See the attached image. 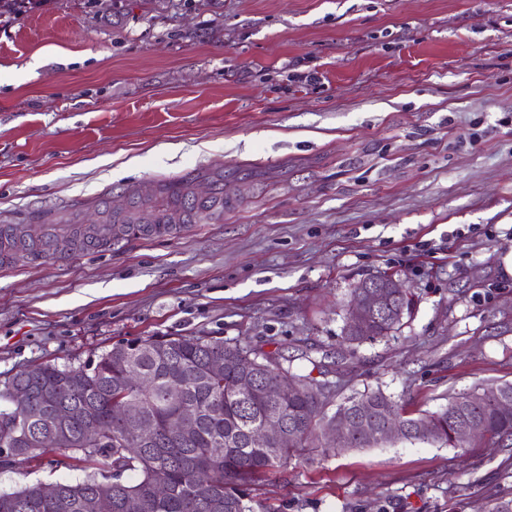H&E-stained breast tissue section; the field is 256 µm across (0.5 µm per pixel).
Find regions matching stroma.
<instances>
[{
    "instance_id": "stroma-1",
    "label": "stroma",
    "mask_w": 512,
    "mask_h": 512,
    "mask_svg": "<svg viewBox=\"0 0 512 512\" xmlns=\"http://www.w3.org/2000/svg\"><path fill=\"white\" fill-rule=\"evenodd\" d=\"M182 178L223 213L0 267V384L194 335L414 415L512 381V0H36L0 20V216L92 225ZM383 271L415 301L396 336L301 359L338 349L350 289ZM83 476L57 453L0 466V492ZM502 490L500 443L397 442L305 453L249 493L255 512H484Z\"/></svg>"
}]
</instances>
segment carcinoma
Instances as JSON below:
<instances>
[{
  "label": "carcinoma",
  "mask_w": 512,
  "mask_h": 512,
  "mask_svg": "<svg viewBox=\"0 0 512 512\" xmlns=\"http://www.w3.org/2000/svg\"><path fill=\"white\" fill-rule=\"evenodd\" d=\"M165 209L158 224H189L210 218L224 208V198L209 195L197 197L189 182L175 181L164 185ZM403 322L379 318L368 335L345 325L343 341L359 346L368 341L387 338L397 333ZM143 346L162 349L157 357L146 356L135 364L147 368L152 377L148 389L126 383L117 364L87 374L81 368L43 363L11 377V382L28 387L34 399L42 389H56L53 410L41 418L27 422L14 409H0V443L8 445L11 434L30 424L46 435L54 427V410L69 415L70 438L60 448L29 445L20 449L18 458L8 465L39 461L57 451L69 454L85 472L79 482H60L57 501L49 503L40 495L41 483L0 493V512H87L86 504L103 487L112 489V512H254L247 486L267 472L288 462L298 451L316 447L324 427L336 413L363 407L362 415L348 438L331 446L337 452L358 448H374L385 442L367 437L366 427H378L389 408L401 424L412 431L404 441L438 446H455L448 438V416L463 421H477L512 448V411L502 412L491 397L486 401H467L479 389L459 393L434 412L408 416L381 388L367 389L338 405L331 414L335 386L317 382L307 375H297L283 366L279 354L257 352L239 345H229L207 336H172L141 339ZM253 358L273 361L272 370L299 383L303 390L272 403L255 394L248 395L240 387L244 361ZM224 360V376L214 378L206 371L210 360ZM190 410L195 428L188 438L168 435V418L179 408ZM284 414L288 426L297 433L296 445L283 444L273 450L248 441V436L273 412ZM98 418L106 443L101 447L84 444L85 429L90 419ZM154 424L160 440L140 445L124 436L137 421ZM132 472L128 479L125 473ZM164 475L168 496L156 501L151 489L158 475Z\"/></svg>",
  "instance_id": "carcinoma-1"
}]
</instances>
